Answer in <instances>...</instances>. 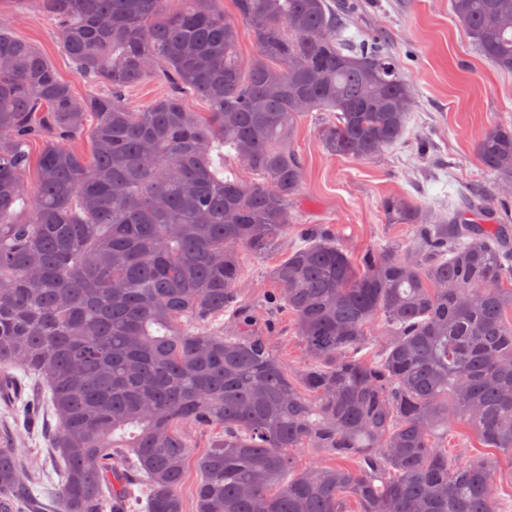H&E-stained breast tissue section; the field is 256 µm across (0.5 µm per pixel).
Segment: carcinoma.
I'll return each instance as SVG.
<instances>
[{"label":"carcinoma","instance_id":"carcinoma-1","mask_svg":"<svg viewBox=\"0 0 512 512\" xmlns=\"http://www.w3.org/2000/svg\"><path fill=\"white\" fill-rule=\"evenodd\" d=\"M36 2L90 92L77 98L0 22V373L48 389L61 466L35 494L0 432V512H131L134 485L145 512H183L188 427L212 431L194 461L196 512H348L350 497L359 512H501L493 462L448 457L438 430L464 424L512 460L508 202L476 192L433 224L388 198L413 249L357 263L335 237L306 234L270 273V304L306 350L293 376L238 301V249L261 253L293 222L297 121L329 113L319 136L336 157L372 159L402 136L411 94L391 53L346 43L328 0H233L232 18L219 0L175 13L166 0ZM451 6L512 72V0ZM240 23L257 47L246 67ZM154 77L167 91L130 106L127 90ZM88 127L86 157L67 142ZM226 149L227 175L214 163ZM476 151L511 196L512 126L492 125ZM298 448L355 466L300 470Z\"/></svg>","mask_w":512,"mask_h":512}]
</instances>
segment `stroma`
Segmentation results:
<instances>
[{"label":"stroma","instance_id":"1","mask_svg":"<svg viewBox=\"0 0 512 512\" xmlns=\"http://www.w3.org/2000/svg\"><path fill=\"white\" fill-rule=\"evenodd\" d=\"M344 37L361 42L383 38L414 91V106L402 138L369 160L332 157L322 148L318 129L323 112L306 113L299 121L294 146L305 163V183L292 206L293 222L269 252H239V270L248 287L242 300L259 320H272L274 348L288 374L306 363L305 349L290 313L267 309L273 288L270 271L288 251L301 244L305 229L329 231L352 255L388 244L407 249L413 231L407 224L387 223L383 202L392 196L413 199L427 212L444 213L462 194L491 186L475 144L492 123H512V73L482 58L451 8L450 0H352ZM0 16L11 34L35 45L58 76L85 96L63 53L58 34L46 23L34 0L27 5L0 0ZM12 428L15 444L36 473H54L57 465L47 438L33 434L17 408L0 403V428ZM451 457L460 461L491 457L504 507L512 508V462L484 447L464 425L449 427L441 438Z\"/></svg>","mask_w":512,"mask_h":512}]
</instances>
